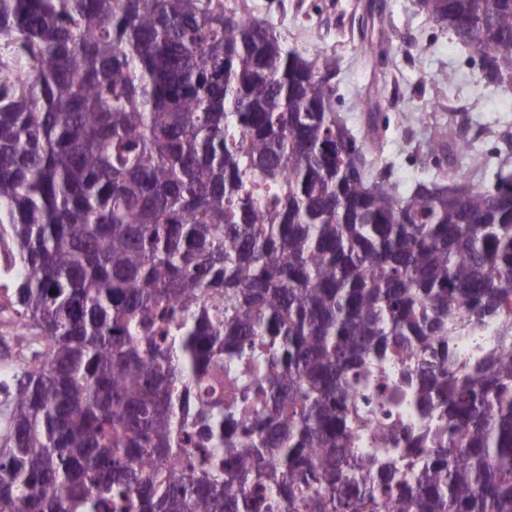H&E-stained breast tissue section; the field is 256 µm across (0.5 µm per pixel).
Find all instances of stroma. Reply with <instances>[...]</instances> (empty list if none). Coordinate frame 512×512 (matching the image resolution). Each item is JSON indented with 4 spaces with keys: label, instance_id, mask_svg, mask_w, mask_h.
I'll list each match as a JSON object with an SVG mask.
<instances>
[{
    "label": "stroma",
    "instance_id": "obj_1",
    "mask_svg": "<svg viewBox=\"0 0 512 512\" xmlns=\"http://www.w3.org/2000/svg\"><path fill=\"white\" fill-rule=\"evenodd\" d=\"M309 13L291 0H253L252 9L290 49L305 57L324 54L336 63V109L355 136L367 127L360 101L370 89L379 96V140L366 142L370 160L389 167L399 189L440 172L458 176L471 163L483 166L484 180L497 178L508 148L500 130L512 128V95L479 79V54L423 12L417 0H311ZM383 44L385 58L367 55ZM452 104L461 127L470 131V151L447 168L422 158L423 147Z\"/></svg>",
    "mask_w": 512,
    "mask_h": 512
}]
</instances>
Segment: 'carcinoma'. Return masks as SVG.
Masks as SVG:
<instances>
[{"label":"carcinoma","instance_id":"carcinoma-1","mask_svg":"<svg viewBox=\"0 0 512 512\" xmlns=\"http://www.w3.org/2000/svg\"><path fill=\"white\" fill-rule=\"evenodd\" d=\"M512 85V0H420ZM334 63L224 0H0V512H512V174L402 192ZM456 117L429 156L463 155ZM427 345L411 482L350 448L355 384ZM499 324L490 322L477 332L465 331L449 344L454 360L467 364L490 361L501 352Z\"/></svg>","mask_w":512,"mask_h":512}]
</instances>
